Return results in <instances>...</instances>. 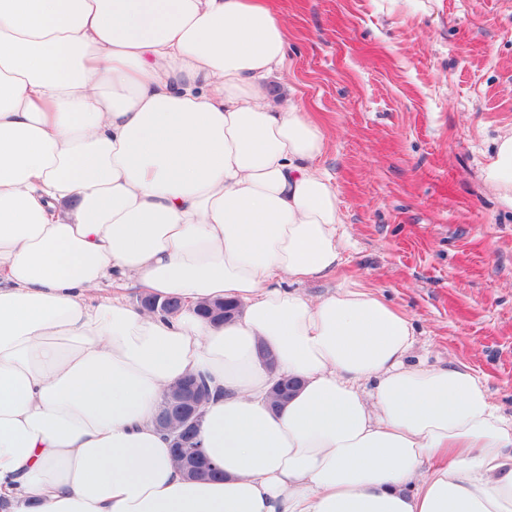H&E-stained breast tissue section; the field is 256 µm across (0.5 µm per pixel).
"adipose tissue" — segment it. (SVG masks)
Wrapping results in <instances>:
<instances>
[{
  "instance_id": "obj_1",
  "label": "adipose tissue",
  "mask_w": 512,
  "mask_h": 512,
  "mask_svg": "<svg viewBox=\"0 0 512 512\" xmlns=\"http://www.w3.org/2000/svg\"><path fill=\"white\" fill-rule=\"evenodd\" d=\"M287 45L270 0H0L8 512H512V420L470 368L406 364L414 326L375 290L299 289L342 265L343 215L325 130L263 84ZM484 180L512 207L511 132ZM219 300L240 312L214 325ZM188 375L219 480L155 425Z\"/></svg>"
}]
</instances>
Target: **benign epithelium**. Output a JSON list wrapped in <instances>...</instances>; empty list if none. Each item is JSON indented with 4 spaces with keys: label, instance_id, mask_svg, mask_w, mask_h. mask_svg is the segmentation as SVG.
I'll list each match as a JSON object with an SVG mask.
<instances>
[{
    "label": "benign epithelium",
    "instance_id": "1",
    "mask_svg": "<svg viewBox=\"0 0 512 512\" xmlns=\"http://www.w3.org/2000/svg\"><path fill=\"white\" fill-rule=\"evenodd\" d=\"M210 395L208 387L191 381L173 388L156 419L170 439L173 458L191 476L214 473L215 466L198 441L202 423L201 406Z\"/></svg>",
    "mask_w": 512,
    "mask_h": 512
}]
</instances>
